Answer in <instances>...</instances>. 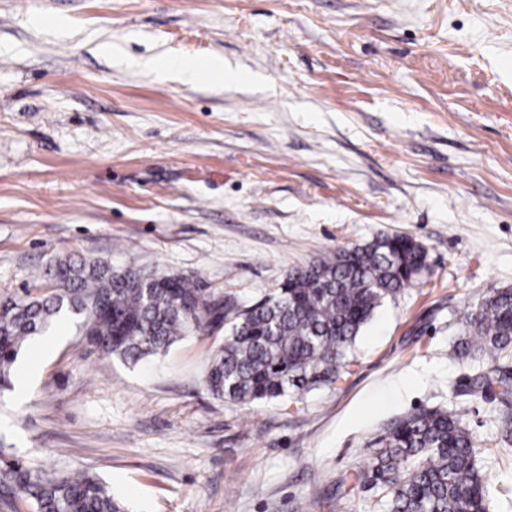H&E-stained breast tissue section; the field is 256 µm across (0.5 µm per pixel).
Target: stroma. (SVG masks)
Listing matches in <instances>:
<instances>
[{
  "label": "stroma",
  "instance_id": "1",
  "mask_svg": "<svg viewBox=\"0 0 512 512\" xmlns=\"http://www.w3.org/2000/svg\"><path fill=\"white\" fill-rule=\"evenodd\" d=\"M168 58L236 79L144 66ZM394 234L429 271L332 387L232 403L205 383L223 330L134 367L68 317L0 389V470L87 469L129 512H388L376 438L460 404L486 512H512L498 395L450 354L467 302L512 288V0H0V298L73 255L249 305ZM167 66L177 69L187 82L196 81L200 76L201 71H211L213 73L221 75L223 78H235V74L233 72H224V61L222 59L214 60L208 64H205L202 67L185 65L182 63L180 64L175 61H172L170 63L167 61L166 67Z\"/></svg>",
  "mask_w": 512,
  "mask_h": 512
}]
</instances>
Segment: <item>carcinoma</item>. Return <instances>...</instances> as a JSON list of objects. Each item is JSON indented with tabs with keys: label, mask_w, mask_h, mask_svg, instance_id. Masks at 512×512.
Wrapping results in <instances>:
<instances>
[{
	"label": "carcinoma",
	"mask_w": 512,
	"mask_h": 512,
	"mask_svg": "<svg viewBox=\"0 0 512 512\" xmlns=\"http://www.w3.org/2000/svg\"><path fill=\"white\" fill-rule=\"evenodd\" d=\"M425 247L407 235L378 237L290 269L278 288L246 308L180 275L105 259H58L48 291L0 302V388L12 386L17 357L32 337L55 322L82 319L87 342L102 354L137 364L161 355L192 333L224 327L205 382L236 403L281 397L300 400L331 387L354 356V345L375 310L427 270ZM463 339L487 358L477 391L497 390L512 406V289L469 303ZM371 479L388 489L390 512H485L487 485L476 466L478 442L460 415L424 411L401 420L377 440ZM0 484L31 502L35 512H127L89 472L59 473L51 463L0 472Z\"/></svg>",
	"instance_id": "carcinoma-1"
}]
</instances>
